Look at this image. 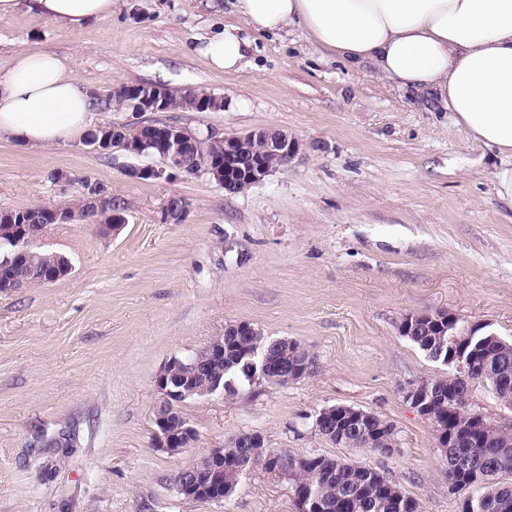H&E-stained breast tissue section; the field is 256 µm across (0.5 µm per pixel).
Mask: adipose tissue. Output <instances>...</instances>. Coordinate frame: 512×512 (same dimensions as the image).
<instances>
[{"label": "adipose tissue", "instance_id": "adipose-tissue-1", "mask_svg": "<svg viewBox=\"0 0 512 512\" xmlns=\"http://www.w3.org/2000/svg\"><path fill=\"white\" fill-rule=\"evenodd\" d=\"M113 3L0 0V15L22 10L76 33L109 17ZM234 8L254 32L298 30L348 67L371 65L398 87L438 100L469 141L506 157L494 183L512 205V0H235ZM238 28L206 43L214 69L241 68ZM90 103L72 61L56 54L19 51L0 69V135L16 145L82 137L94 124Z\"/></svg>", "mask_w": 512, "mask_h": 512}]
</instances>
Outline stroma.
I'll return each instance as SVG.
<instances>
[{"instance_id": "35a3bbf8", "label": "stroma", "mask_w": 512, "mask_h": 512, "mask_svg": "<svg viewBox=\"0 0 512 512\" xmlns=\"http://www.w3.org/2000/svg\"><path fill=\"white\" fill-rule=\"evenodd\" d=\"M230 0H116L111 17L72 33L0 15V68L20 50L74 61L99 95L120 83L202 88L220 112L96 114V123H167L205 134L293 132L301 159L243 194L208 176L128 177L155 156L84 140L22 149L0 138V211L74 207L88 185L121 200L117 235L51 224L42 250L66 255L54 283L0 292V512H299L293 482L254 469L221 501L179 494L174 477L243 431L292 455L344 458L385 473L422 512H460L432 425L405 400L447 376L399 325L449 310L512 338V207L494 192L496 149L470 142L452 112L371 70L353 71L299 33L242 28L241 70L201 54L237 24ZM185 203L180 222L168 198ZM307 348L316 375L185 402L197 431L179 454L154 445L155 375L225 326ZM348 405L393 424L388 451L323 438L319 410ZM73 432L72 453L45 447Z\"/></svg>"}]
</instances>
